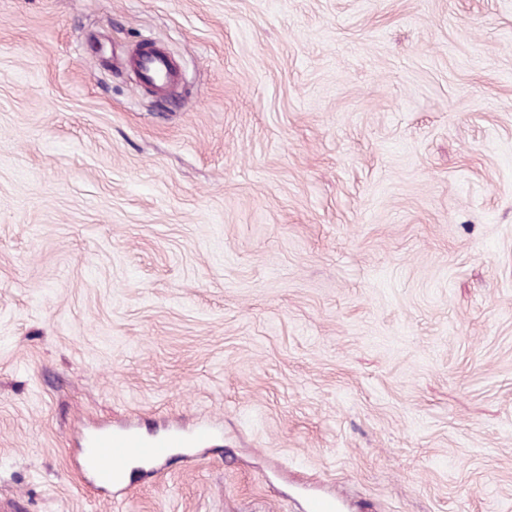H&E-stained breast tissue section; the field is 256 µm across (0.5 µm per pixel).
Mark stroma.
<instances>
[{
  "label": "stroma",
  "mask_w": 512,
  "mask_h": 512,
  "mask_svg": "<svg viewBox=\"0 0 512 512\" xmlns=\"http://www.w3.org/2000/svg\"><path fill=\"white\" fill-rule=\"evenodd\" d=\"M197 422L120 507L82 475ZM311 494L512 512V0H0V498ZM131 65L138 71L144 87L156 93H169L176 83V64L162 49L143 45L130 57ZM213 431L203 424L157 433L138 430H98L85 439L84 473L100 485L122 486L138 463L145 468L166 464L181 448H197L209 442Z\"/></svg>",
  "instance_id": "35a3bbf8"
}]
</instances>
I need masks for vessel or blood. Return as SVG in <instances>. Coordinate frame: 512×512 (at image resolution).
Returning a JSON list of instances; mask_svg holds the SVG:
<instances>
[{"mask_svg": "<svg viewBox=\"0 0 512 512\" xmlns=\"http://www.w3.org/2000/svg\"><path fill=\"white\" fill-rule=\"evenodd\" d=\"M130 63L138 71L143 86L161 94L174 88L176 64L162 49L142 46L131 56ZM211 437V429L203 424L148 434L102 429L85 440L84 472L100 485L116 488L125 483L132 464L163 466L178 449L198 447Z\"/></svg>", "mask_w": 512, "mask_h": 512, "instance_id": "obj_1", "label": "vessel or blood"}]
</instances>
